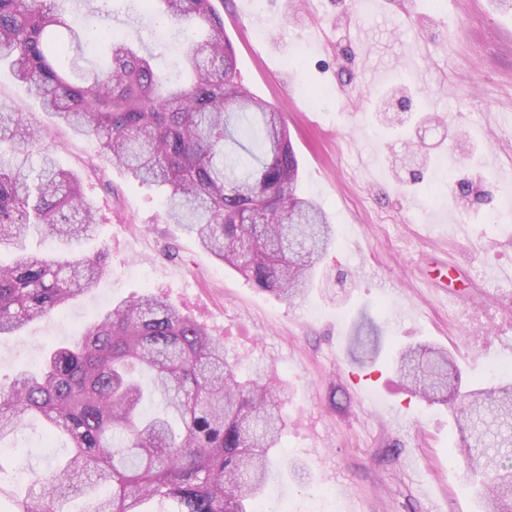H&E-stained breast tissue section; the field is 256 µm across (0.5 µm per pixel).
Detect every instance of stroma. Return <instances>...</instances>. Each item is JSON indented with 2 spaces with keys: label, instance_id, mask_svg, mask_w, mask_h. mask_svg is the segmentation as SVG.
I'll return each instance as SVG.
<instances>
[{
  "label": "stroma",
  "instance_id": "obj_1",
  "mask_svg": "<svg viewBox=\"0 0 512 512\" xmlns=\"http://www.w3.org/2000/svg\"><path fill=\"white\" fill-rule=\"evenodd\" d=\"M110 32L161 47L170 71L181 48L162 46L149 16L113 0ZM224 29L241 81L282 113L300 160L301 185L326 212L336 240L305 299L260 290L163 221L152 189L99 158L94 138L47 126L45 146L80 175L100 224L85 248L104 249V274L63 313L0 340V382L41 360L115 303L162 294L221 338L244 368L266 366L285 388L279 462L263 512H478L466 483L471 461L450 456L452 404L410 393L389 363L400 346L448 349L462 385L512 363V12L496 0H224ZM416 90L418 113L402 128L441 116L418 149L424 180L410 187L403 149L375 110L397 82ZM0 104L37 124L46 118L25 84L0 71ZM469 181L486 192L468 213ZM372 323L382 350L372 378L353 384L349 339ZM400 408L401 423L385 418ZM30 420L0 466L45 469L55 450ZM304 465L299 483L293 464Z\"/></svg>",
  "mask_w": 512,
  "mask_h": 512
}]
</instances>
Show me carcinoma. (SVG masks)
Instances as JSON below:
<instances>
[{
	"mask_svg": "<svg viewBox=\"0 0 512 512\" xmlns=\"http://www.w3.org/2000/svg\"><path fill=\"white\" fill-rule=\"evenodd\" d=\"M61 0H0V67L28 86L42 111L93 137L106 161L156 188L167 222L259 289L304 295L332 243L320 205L297 193L299 161L276 107L238 80L235 48L216 0H126L186 43L183 83L158 72L154 54L105 39L107 62L83 68L94 33L76 29ZM41 131L0 112V338L96 288L103 252L87 255L96 205L81 179L41 146ZM41 226L58 244L26 250ZM400 375L433 401L453 395L454 452L475 459L470 484L483 512H512V364L461 391L448 352L408 347ZM42 419L67 445L24 493L0 467V512H256L285 421L274 389L241 380L224 344L162 298L121 301L72 344L49 347L39 368L0 383V444Z\"/></svg>",
	"mask_w": 512,
	"mask_h": 512,
	"instance_id": "carcinoma-1",
	"label": "carcinoma"
}]
</instances>
